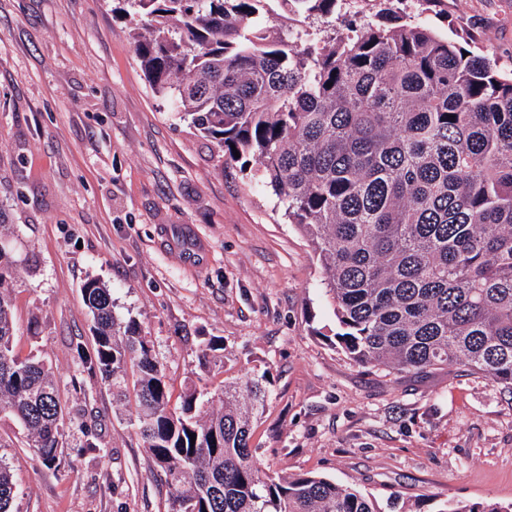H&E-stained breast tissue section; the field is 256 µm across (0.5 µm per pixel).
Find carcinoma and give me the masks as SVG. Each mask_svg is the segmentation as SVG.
I'll return each instance as SVG.
<instances>
[{
    "mask_svg": "<svg viewBox=\"0 0 512 512\" xmlns=\"http://www.w3.org/2000/svg\"><path fill=\"white\" fill-rule=\"evenodd\" d=\"M140 22L132 47L154 95L224 152L260 165L320 262L337 344L372 372L461 366L512 391V73L417 22H366L353 35L283 39L262 23L274 2L336 18L340 0H122ZM0 244V415L13 417L46 464L59 460V382L14 348ZM94 347L82 371L112 388L169 490V512H377L356 488L256 464L251 420L267 373L224 381L200 407L189 385L170 405L163 365L97 279L81 288ZM223 350L201 342L208 371ZM83 451L100 455L96 420ZM195 434L192 440L189 434ZM15 482L0 461V512ZM438 512H512L451 500Z\"/></svg>",
    "mask_w": 512,
    "mask_h": 512,
    "instance_id": "carcinoma-1",
    "label": "carcinoma"
}]
</instances>
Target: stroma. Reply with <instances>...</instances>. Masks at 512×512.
I'll list each match as a JSON object with an SVG mask.
<instances>
[{
	"mask_svg": "<svg viewBox=\"0 0 512 512\" xmlns=\"http://www.w3.org/2000/svg\"><path fill=\"white\" fill-rule=\"evenodd\" d=\"M117 0H0V242L18 262L15 349L52 366L66 419L58 466L0 418L14 468L12 512H168V491L101 380L81 288L112 290L165 366L172 396L269 370L255 425L261 465L311 472L389 503L437 512L456 499L512 502V392L462 367L372 373L338 347L319 261L255 165L224 164L173 103L150 90ZM396 11L512 70V0H397ZM192 225L209 245L175 264L162 227ZM224 366L202 373L203 337ZM101 419L104 457L79 455L76 417Z\"/></svg>",
	"mask_w": 512,
	"mask_h": 512,
	"instance_id": "35a3bbf8",
	"label": "stroma"
}]
</instances>
